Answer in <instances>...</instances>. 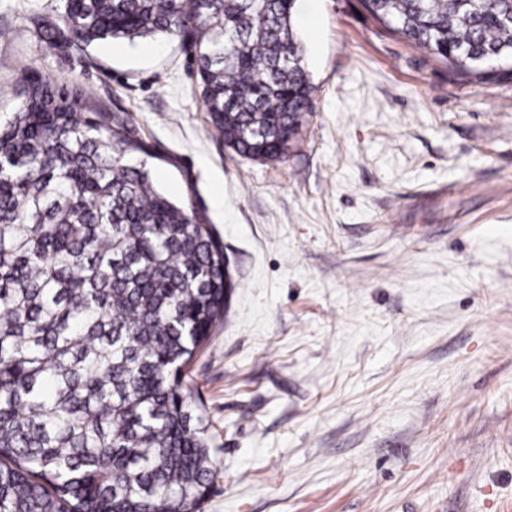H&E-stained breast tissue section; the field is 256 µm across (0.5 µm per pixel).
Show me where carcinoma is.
<instances>
[{"label": "carcinoma", "mask_w": 512, "mask_h": 512, "mask_svg": "<svg viewBox=\"0 0 512 512\" xmlns=\"http://www.w3.org/2000/svg\"><path fill=\"white\" fill-rule=\"evenodd\" d=\"M50 48L189 45L215 131L283 157L312 106L297 0H59ZM466 80L512 72V0H362ZM29 75L0 122V512H200L206 425L183 368L233 283L209 224L159 189L125 112Z\"/></svg>", "instance_id": "carcinoma-1"}]
</instances>
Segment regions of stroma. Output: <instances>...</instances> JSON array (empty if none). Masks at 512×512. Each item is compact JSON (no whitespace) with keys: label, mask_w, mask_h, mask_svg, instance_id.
I'll return each mask as SVG.
<instances>
[{"label":"stroma","mask_w":512,"mask_h":512,"mask_svg":"<svg viewBox=\"0 0 512 512\" xmlns=\"http://www.w3.org/2000/svg\"><path fill=\"white\" fill-rule=\"evenodd\" d=\"M57 0H0V118L37 72L129 113L236 288L185 369L201 512H512V75L469 81L309 0L313 104L287 155L227 147L179 40L50 49Z\"/></svg>","instance_id":"1"}]
</instances>
